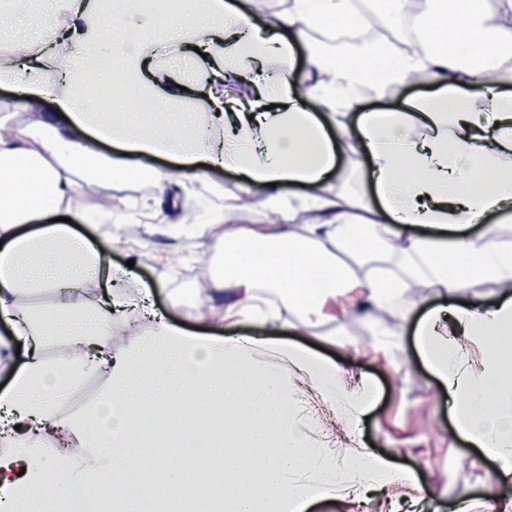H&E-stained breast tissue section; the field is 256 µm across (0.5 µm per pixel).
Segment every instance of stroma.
Wrapping results in <instances>:
<instances>
[{"label":"stroma","instance_id":"obj_1","mask_svg":"<svg viewBox=\"0 0 512 512\" xmlns=\"http://www.w3.org/2000/svg\"><path fill=\"white\" fill-rule=\"evenodd\" d=\"M28 0H0V48H10L19 38L42 40L45 26L31 28ZM238 175L210 168L199 180L166 182L162 193L127 179L105 180L94 189L77 190L71 205L86 217L82 232L112 248V263L132 265V288H151L155 307L173 323L212 336H260L259 324L219 320L222 298H208L211 265L220 242L206 224L225 216L227 224H299L302 210L295 196L299 189L284 186L286 203L278 212L262 206L260 198L239 188ZM111 221H103L104 213ZM353 302L338 297L327 306L331 319L317 327L315 336H294V343L318 348L329 358L352 360L377 390L367 420L354 432L356 441L374 445L376 453L394 466L412 470L414 483L379 481L378 492L360 499L337 495L314 503L308 512H512V480H502L498 465L464 439L453 422L452 405L438 380L417 358L412 325L388 322V334L377 333L376 322L353 315ZM309 391L300 394L313 438L332 453L346 445L334 425L328 406L309 411ZM171 402L158 399L144 429L141 450L156 464L168 458L176 440L166 432Z\"/></svg>","mask_w":512,"mask_h":512}]
</instances>
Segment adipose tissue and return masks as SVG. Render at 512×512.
<instances>
[{
  "mask_svg": "<svg viewBox=\"0 0 512 512\" xmlns=\"http://www.w3.org/2000/svg\"><path fill=\"white\" fill-rule=\"evenodd\" d=\"M49 4L51 52L19 41L0 56V81L18 80L22 96L53 101L67 120L63 128L20 126L0 114V320L27 351L0 394V446L15 449L25 473L0 475V490L44 497L30 451L49 443L60 490L102 477L125 512H140L153 464L132 451L140 429L130 417L153 393L186 400L198 413L223 393L224 462L213 488L224 512H306L314 499L347 492V474L395 477L390 461L359 445L340 462L327 460L290 412L304 386L355 428L372 404L369 379L353 378L349 364L272 342L323 323L327 302L355 289L358 310L415 320L419 355L454 400L461 434L512 475V248L468 232L484 215L512 209V93L488 77L512 61V27L492 22L481 0H424L413 19L418 40L396 54L364 37L368 21L355 0H291L265 28L236 0H126L116 65L104 51L99 0ZM336 28L358 31L352 52L329 55L315 37ZM189 45L212 61L197 80L200 97L172 79L147 80L146 68L167 71L173 48ZM299 46L307 50L301 69ZM261 61L275 68V84L253 113L224 115L225 86ZM413 83L434 92L396 111H363L364 90ZM307 97L324 114L310 112ZM161 105L188 107L194 146L175 126L149 130ZM104 141L123 156L103 152ZM196 154L234 168L241 189L267 208L281 202L273 185L307 187L304 201L320 215L300 233L289 224L273 233L255 224L210 226L224 241L210 294L226 298L225 319L257 321L267 338L214 344L181 332L154 313L150 289L119 288L123 272L108 249L75 229L83 217L69 201L78 185L134 177L160 192L168 180L201 172H162L150 158ZM341 156L369 166L378 203L334 193L328 175ZM53 158L77 167L80 182L51 167ZM342 252L361 254L365 274L340 264ZM480 280L502 289L492 305H438L416 316L411 294L421 284L458 294ZM101 287L107 296L98 295ZM45 288L53 300L26 309L28 295ZM59 330L69 347L51 361L42 346ZM146 342L160 351L149 392L132 386ZM91 371L105 373L111 391L94 413L60 417L55 396ZM180 430L165 485L172 497L190 485L189 469L208 470L212 456L206 430L188 422ZM91 448L110 454L90 462Z\"/></svg>",
  "mask_w": 512,
  "mask_h": 512,
  "instance_id": "obj_1",
  "label": "adipose tissue"
}]
</instances>
